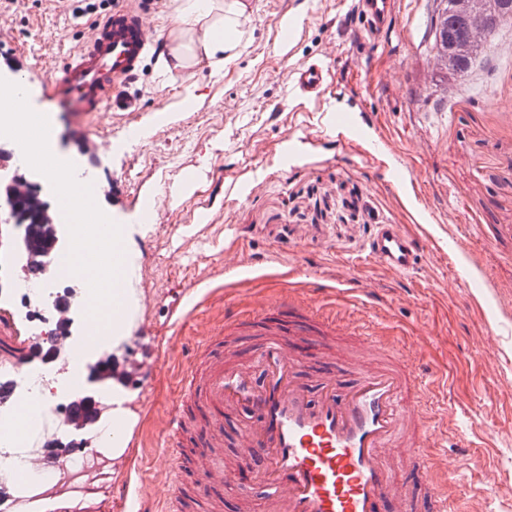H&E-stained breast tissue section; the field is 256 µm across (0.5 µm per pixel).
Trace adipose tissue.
Instances as JSON below:
<instances>
[{
    "mask_svg": "<svg viewBox=\"0 0 512 512\" xmlns=\"http://www.w3.org/2000/svg\"><path fill=\"white\" fill-rule=\"evenodd\" d=\"M174 27L161 62L165 70H190L204 64L222 70L238 54L239 26L246 0H172Z\"/></svg>",
    "mask_w": 512,
    "mask_h": 512,
    "instance_id": "ef3b65f1",
    "label": "adipose tissue"
}]
</instances>
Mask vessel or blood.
I'll return each instance as SVG.
<instances>
[{"instance_id":"vessel-or-blood-1","label":"vessel or blood","mask_w":512,"mask_h":512,"mask_svg":"<svg viewBox=\"0 0 512 512\" xmlns=\"http://www.w3.org/2000/svg\"><path fill=\"white\" fill-rule=\"evenodd\" d=\"M357 9L367 21L369 34L376 38L388 25L393 0H357ZM156 49L141 11L127 0H118L91 38L52 72L51 91L74 112L97 113L105 107L115 113L139 111L138 100L119 92L118 87L132 82L144 59ZM328 76L322 63L301 64L291 75V92L321 101ZM51 238L46 225L34 226L20 238L28 273L51 274ZM421 250L420 237L404 232L399 224L376 225L369 241L370 255L398 272L416 270ZM137 266L132 255L116 256L114 288L130 287ZM275 314L286 323L272 331L257 352L263 386L254 384L250 369L230 366L232 349L223 347L209 358L205 370L187 369L186 389L168 410L169 439H176L182 430L185 400H195L200 411L210 415V436L195 452L205 463L198 493L208 497L228 478L223 468L209 463L222 440L221 417L227 410L252 408L257 419L240 434L237 468L256 470L275 512H381L396 481L390 449L408 448L424 456L433 440V430L424 429L422 418L414 414L424 400L416 375L406 363L379 361L357 368L345 385L324 381L316 396H309L296 380L302 354L291 349L288 339L299 334L331 336L336 328L285 298L264 308L252 321L259 325ZM20 348L14 363L19 372L42 361L47 352L43 344L28 337ZM161 354L157 345L140 361L102 362L97 369L102 399L77 397L64 415L66 428L82 435L95 430L104 417H111L112 452L127 472L137 460L141 434L129 428L126 416L114 411L106 396L116 387L144 383L159 368ZM75 447L71 441L44 451L35 459V471L60 470Z\"/></svg>"}]
</instances>
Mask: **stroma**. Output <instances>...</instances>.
Returning a JSON list of instances; mask_svg holds the SVG:
<instances>
[{
	"label": "stroma",
	"instance_id": "1",
	"mask_svg": "<svg viewBox=\"0 0 512 512\" xmlns=\"http://www.w3.org/2000/svg\"><path fill=\"white\" fill-rule=\"evenodd\" d=\"M354 6L252 0L240 55L222 71L199 65L189 79L163 71L154 53L127 88L140 111L74 116L53 97L50 73L86 42L112 0L83 17L74 0H0V70L23 71L29 111L50 113L55 149L90 167L93 207L124 226L120 246L143 271L136 318L90 358L138 359L157 342L166 349L151 381L115 394L142 427L130 484L158 510L174 491L180 512H200L197 466L177 467L173 449L161 445L183 372L214 353L210 337L225 313L246 314L292 290L349 326L391 333L398 359L412 362L425 386L431 424L447 420L437 452L448 472L439 483L422 481L424 465L408 449L392 451L399 482L415 487L414 512H433L437 493L466 512H512V335L501 333L512 306V24L489 37L477 69L457 77L435 60L436 0H395L384 44L367 39ZM314 59L329 63L326 98L358 137L325 139L321 111L290 94L293 69ZM189 82L197 85L191 101ZM163 110L177 121L154 122ZM147 120L149 134L129 142L128 129ZM292 135L311 145L290 160ZM375 140L382 152L372 150ZM392 166L401 186L387 178ZM190 173L193 189L180 191ZM116 175L125 179L118 197ZM168 192L158 223H142V207ZM377 224L429 236L415 272L371 258ZM451 237L458 245L449 249ZM347 280L363 282V291L340 293ZM319 284L331 294L316 293ZM189 288L203 302L175 324L172 311ZM369 353L352 336L336 337L327 359L303 364L301 380L313 384ZM214 497L222 512H269L266 491L241 475Z\"/></svg>",
	"mask_w": 512,
	"mask_h": 512
}]
</instances>
